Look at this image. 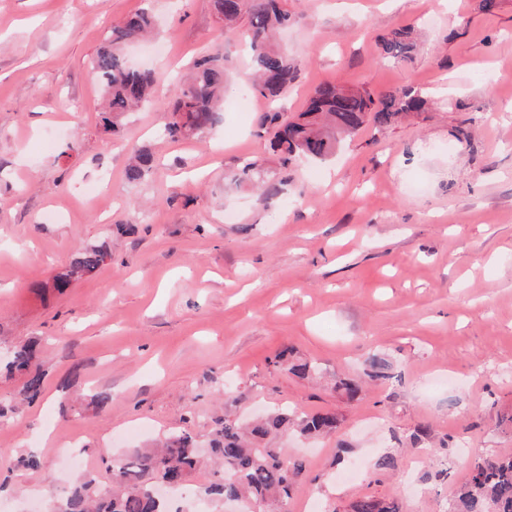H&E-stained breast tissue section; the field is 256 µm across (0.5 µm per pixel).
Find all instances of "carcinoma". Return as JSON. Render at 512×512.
Masks as SVG:
<instances>
[{
  "mask_svg": "<svg viewBox=\"0 0 512 512\" xmlns=\"http://www.w3.org/2000/svg\"><path fill=\"white\" fill-rule=\"evenodd\" d=\"M286 4L287 0H210L211 10L224 31L245 41L255 68L252 87L271 102L283 95L298 72V61L275 43L276 34L291 22ZM152 27L148 12L132 13L112 27L105 44L90 61V73L105 95L101 116L105 133L113 131L116 119L150 103L153 89L162 80L160 72L133 67L123 54L126 44L144 37ZM415 49L410 32L404 29H396L382 39L384 55L397 62L411 59ZM229 72V57L219 51L193 62L188 79L167 107L163 132L168 138L202 139L213 129L230 89ZM426 104L413 86L376 99L366 90L323 83L313 90L298 116L278 125L271 147L282 155L285 165L301 156L326 159L336 151L338 136L356 133L367 120L387 126L401 114L420 111ZM151 169L150 152L137 150L126 169V178L130 183H140ZM107 256L101 247L80 251L69 269L56 278L55 288L62 291L71 280L94 274ZM37 352L38 341L32 340L16 349L5 364L6 371L22 375L23 382L10 401H0V418L42 394L45 373L36 363ZM281 363L300 378L315 371L308 362L289 361L286 350L275 355L274 364ZM366 363L365 377L339 381L338 387L351 397L361 394L366 380L388 377L385 358L373 355ZM292 420L301 433L310 436L333 432L339 423L336 412L330 410L300 412L294 419L278 413L248 423L224 417L208 439L209 461L224 471V477L199 489V494L211 500L242 501L246 512H267L269 508L288 512V498L305 473V461L288 457L272 440L287 430ZM202 463L196 437L187 431L175 433L157 448H133L121 457L111 458L110 489L98 486L90 477L70 485L56 512H171L167 502L154 496L153 484L171 480L181 487ZM468 471L454 512H512V455L472 458ZM351 512H400V507L396 502L368 496L354 502Z\"/></svg>",
  "mask_w": 512,
  "mask_h": 512,
  "instance_id": "1",
  "label": "carcinoma"
}]
</instances>
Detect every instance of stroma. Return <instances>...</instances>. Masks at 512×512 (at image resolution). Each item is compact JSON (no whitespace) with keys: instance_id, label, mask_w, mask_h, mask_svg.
<instances>
[{"instance_id":"obj_1","label":"stroma","mask_w":512,"mask_h":512,"mask_svg":"<svg viewBox=\"0 0 512 512\" xmlns=\"http://www.w3.org/2000/svg\"><path fill=\"white\" fill-rule=\"evenodd\" d=\"M497 2L487 13L479 0H288L295 21L280 44L301 65L284 117L326 81L377 98L411 85L429 107L367 123L327 161L285 165L258 96L246 112L224 106L206 139L162 134L199 56L227 50L233 92L250 89V56L221 39L209 0H0V363L37 336L46 373L41 397L0 420V512H53L75 472L111 483L103 449L182 430L203 444L227 414L337 413L323 438H278L306 461L288 512H350L365 496L451 512L461 455L512 453V0ZM145 6L157 34L127 54L165 78L155 106L105 139L89 62ZM400 27L418 53L396 64L381 38ZM135 145L156 163L131 184ZM244 158L278 194L236 183ZM105 171L102 211L75 180ZM98 246L111 261L53 288ZM284 349L314 373L276 366ZM375 353L390 378L348 398L337 381ZM438 372L447 384L432 383ZM421 427L429 435L413 443ZM70 438L75 470L57 452ZM27 454L40 469L18 466ZM387 455L397 469L375 470Z\"/></svg>"}]
</instances>
